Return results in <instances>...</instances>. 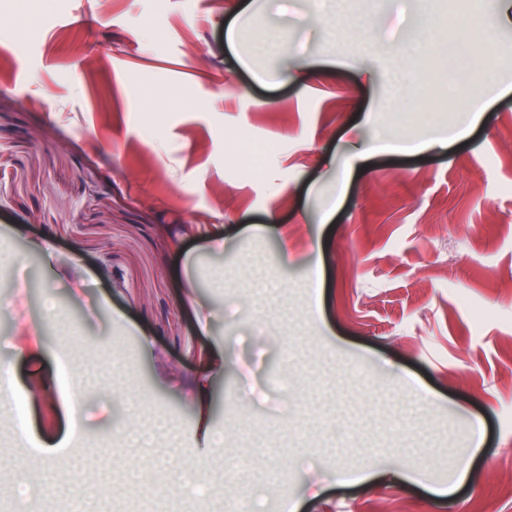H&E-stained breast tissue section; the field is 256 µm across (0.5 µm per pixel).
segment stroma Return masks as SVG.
Returning a JSON list of instances; mask_svg holds the SVG:
<instances>
[{"instance_id": "obj_1", "label": "stroma", "mask_w": 512, "mask_h": 512, "mask_svg": "<svg viewBox=\"0 0 512 512\" xmlns=\"http://www.w3.org/2000/svg\"><path fill=\"white\" fill-rule=\"evenodd\" d=\"M340 2L350 24L331 31L320 0H0V251L19 280L0 358L24 318L42 344L17 372L84 395L72 418L40 414L73 430L70 484L0 512H512V22L484 0L486 68L442 37L468 0ZM235 21L276 51L230 46ZM426 25L441 35L409 62ZM478 83L469 137L424 147ZM370 137L422 148L348 164ZM215 344L224 447L207 454L185 396ZM106 381L165 426L141 472ZM20 420L0 403V482L34 452Z\"/></svg>"}]
</instances>
